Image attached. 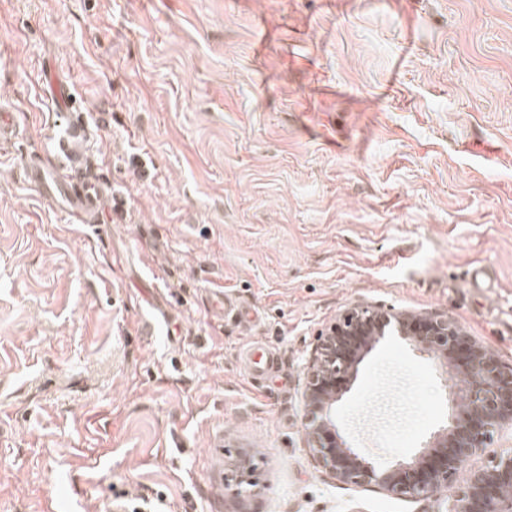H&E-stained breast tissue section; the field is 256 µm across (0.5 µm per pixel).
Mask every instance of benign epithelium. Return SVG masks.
Segmentation results:
<instances>
[{
    "mask_svg": "<svg viewBox=\"0 0 512 512\" xmlns=\"http://www.w3.org/2000/svg\"><path fill=\"white\" fill-rule=\"evenodd\" d=\"M388 336L410 341L445 373L451 395L448 422L409 462L381 466L336 441L333 410L365 355ZM304 435L313 466L350 487L386 495L445 501L443 512H512V455L493 465L467 464L492 441L512 431V365L469 339L446 313L421 315L356 304L320 332L303 367ZM239 484L255 486L247 458L229 463ZM463 481L448 500V487Z\"/></svg>",
    "mask_w": 512,
    "mask_h": 512,
    "instance_id": "1",
    "label": "benign epithelium"
}]
</instances>
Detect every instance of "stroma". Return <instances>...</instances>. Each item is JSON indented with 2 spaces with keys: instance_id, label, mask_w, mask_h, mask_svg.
Masks as SVG:
<instances>
[{
  "instance_id": "35a3bbf8",
  "label": "stroma",
  "mask_w": 512,
  "mask_h": 512,
  "mask_svg": "<svg viewBox=\"0 0 512 512\" xmlns=\"http://www.w3.org/2000/svg\"><path fill=\"white\" fill-rule=\"evenodd\" d=\"M49 69L123 207L98 236L23 177L54 159ZM0 106V512H438L314 468L302 365L354 304L512 364V0H0ZM449 413L391 339L336 439L388 465Z\"/></svg>"
}]
</instances>
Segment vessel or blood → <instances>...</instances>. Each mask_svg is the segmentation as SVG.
<instances>
[{
  "label": "vessel or blood",
  "instance_id": "obj_1",
  "mask_svg": "<svg viewBox=\"0 0 512 512\" xmlns=\"http://www.w3.org/2000/svg\"><path fill=\"white\" fill-rule=\"evenodd\" d=\"M45 88L57 103L59 112L55 161L45 165L30 160L24 168L25 178L41 196L66 213L71 223H96L103 199L99 181L86 174L84 143L88 125L85 114L77 106L74 91L67 83L49 80Z\"/></svg>",
  "mask_w": 512,
  "mask_h": 512
}]
</instances>
